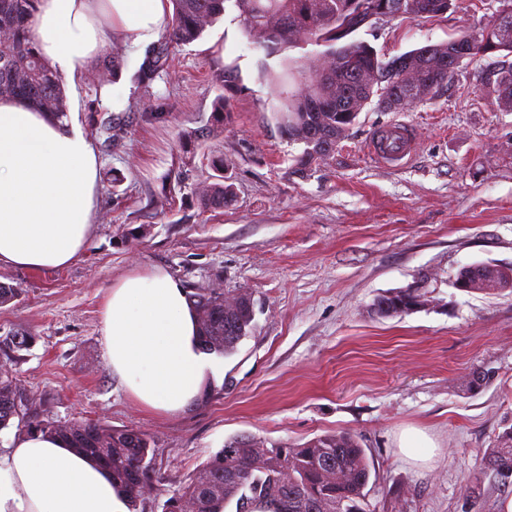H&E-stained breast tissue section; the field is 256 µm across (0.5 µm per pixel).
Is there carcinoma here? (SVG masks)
Instances as JSON below:
<instances>
[{"instance_id": "carcinoma-1", "label": "carcinoma", "mask_w": 512, "mask_h": 512, "mask_svg": "<svg viewBox=\"0 0 512 512\" xmlns=\"http://www.w3.org/2000/svg\"><path fill=\"white\" fill-rule=\"evenodd\" d=\"M398 2L400 17L432 19L442 15L437 4L456 0H366L381 10ZM354 0H171L172 12L161 42L147 48L139 68L142 80L151 81L168 67L171 50L200 39L207 29L236 11L248 46L265 55L312 43L325 50L302 62L285 58L282 71H265L272 82L277 105L273 119L281 136L302 150L292 157L288 176L302 177L336 151L360 112L384 102L395 85L386 78L389 59L366 41L349 36L365 26L355 13ZM37 0H0V97L22 102L38 112L57 117L68 112L61 76L40 54L30 34ZM468 50V58L486 60L478 72L481 86L502 112H512V34L496 20L475 32L428 44L402 54L407 71L426 77L432 90L450 82L458 67H432V60L448 52ZM231 119L230 103L220 94L213 102L210 123L199 131L204 137L219 131ZM213 182L199 194L205 210L224 209L234 201L233 187L224 184V159L212 163ZM189 300L200 325L199 343L208 353L232 354L248 336L254 316L241 304L224 309V294H194ZM33 337L11 333L0 346L20 351ZM18 420V430L65 438L70 447L97 461L113 482L136 504L143 490L157 481L148 435L136 429H110L98 422L75 421L62 427L47 415L28 407L12 378L0 374V431ZM512 467V431L497 438L481 458L479 476L467 496L480 503V484L498 469ZM372 468L359 440L340 431L317 436L301 446L266 447L241 435L227 440L202 470L186 484L183 498L195 512H366V489Z\"/></svg>"}]
</instances>
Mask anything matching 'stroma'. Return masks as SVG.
<instances>
[{
  "label": "stroma",
  "mask_w": 512,
  "mask_h": 512,
  "mask_svg": "<svg viewBox=\"0 0 512 512\" xmlns=\"http://www.w3.org/2000/svg\"><path fill=\"white\" fill-rule=\"evenodd\" d=\"M498 7L457 0L442 17L381 21L355 36L391 58L477 30ZM111 48L124 59L118 76H99L92 60L66 89L68 117L100 161L88 246L63 268H0V282L19 290L0 307V336L35 338L27 350L0 349V371L59 425L93 420L151 437L161 480L138 512H163L231 437L296 446L336 431L356 435L373 464L369 512H462L483 451L512 429V293L452 286L463 265L512 266V112L482 90L480 61H463L447 88L400 111L366 107L334 153L291 178L300 148L271 117L259 62L277 69L315 46L261 57L230 10L174 49L169 70L147 85L143 49L118 34ZM228 70L237 87L229 124L184 151ZM107 118L117 121L109 142L95 134ZM396 121L415 128L414 154L386 168L366 145ZM219 157L236 201L206 211L198 195ZM154 268L186 293L247 292L256 302L251 334L223 357L207 397L178 414L137 404L113 377L102 338L112 282ZM418 282L424 308L372 317L378 295ZM482 370L490 383L470 390ZM407 428L433 439L430 461L400 454Z\"/></svg>",
  "instance_id": "1"
}]
</instances>
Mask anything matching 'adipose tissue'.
Returning <instances> with one entry per match:
<instances>
[{
  "instance_id": "ef3b65f1",
  "label": "adipose tissue",
  "mask_w": 512,
  "mask_h": 512,
  "mask_svg": "<svg viewBox=\"0 0 512 512\" xmlns=\"http://www.w3.org/2000/svg\"><path fill=\"white\" fill-rule=\"evenodd\" d=\"M169 0H38L31 33L69 84L112 33L147 46L164 31ZM98 162L66 119L0 100V267L62 268L85 249ZM183 287L165 270L131 273L109 288L102 336L113 375L146 410L196 403L219 371L197 341ZM0 512H131L111 475L60 437L25 433L0 449Z\"/></svg>"
}]
</instances>
